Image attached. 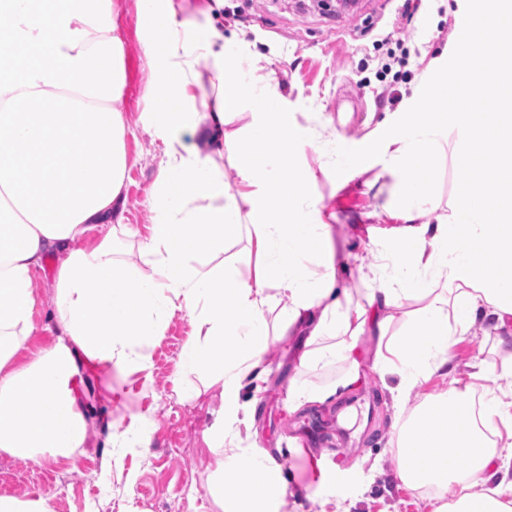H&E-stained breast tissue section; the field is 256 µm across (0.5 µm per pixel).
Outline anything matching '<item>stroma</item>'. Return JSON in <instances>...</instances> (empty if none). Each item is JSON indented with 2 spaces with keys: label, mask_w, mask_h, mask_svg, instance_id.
Wrapping results in <instances>:
<instances>
[{
  "label": "stroma",
  "mask_w": 512,
  "mask_h": 512,
  "mask_svg": "<svg viewBox=\"0 0 512 512\" xmlns=\"http://www.w3.org/2000/svg\"><path fill=\"white\" fill-rule=\"evenodd\" d=\"M117 24L125 44L128 83L116 106L124 114L128 172L123 230L114 239L117 260L142 264L143 245L153 217L152 188L161 160L160 142L147 121L153 106V65L135 25L136 0H118ZM483 0H419L409 22L410 39L387 38L398 29L403 0H359L356 10L331 12L314 0H224V32L244 40L243 71L255 79L273 75L276 89L300 126L326 128L350 141L366 139L385 113L405 117L418 108L425 85L437 79L431 66L447 60L449 80L466 69L458 36L464 23L480 14ZM390 72H382L384 63ZM398 94V104L388 102ZM471 185L468 171L452 153L429 168L430 204L425 218L434 222L451 215L455 199ZM314 196L325 213L334 214L333 239L339 254L357 251L369 237H383L395 223L396 197L390 178L371 168L339 184L320 175ZM58 260L48 257L34 274V330L18 353L31 359L56 340L53 283ZM192 332L185 312H175L161 336L147 349L149 367L128 376L89 372L76 388L88 424L84 454L76 461L34 463L0 451V496L20 499L50 496L54 512H221L209 485L214 457L206 433L224 418L218 387L202 390L198 399L179 400L173 391L178 355ZM298 337L272 341L265 354L267 390L256 410L254 434L239 432V447L266 450L283 465L288 512L303 506L307 495L328 471L327 491L350 512H432L430 486L404 485L396 476L394 430L398 414H410L448 382L440 376L420 380L409 401L395 406L390 387L396 378L380 380L373 369L377 339L362 337L358 350L363 382L358 390L323 404L288 409V387L297 373ZM451 365L466 377L476 356L492 371L479 382L474 399L512 385V368L497 349V338L476 322L455 345ZM153 420L150 447L123 449L120 465L104 471L111 450L109 425Z\"/></svg>",
  "instance_id": "35a3bbf8"
}]
</instances>
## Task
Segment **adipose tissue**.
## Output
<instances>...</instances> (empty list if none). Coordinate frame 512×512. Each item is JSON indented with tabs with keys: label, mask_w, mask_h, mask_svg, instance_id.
Returning <instances> with one entry per match:
<instances>
[{
	"label": "adipose tissue",
	"mask_w": 512,
	"mask_h": 512,
	"mask_svg": "<svg viewBox=\"0 0 512 512\" xmlns=\"http://www.w3.org/2000/svg\"><path fill=\"white\" fill-rule=\"evenodd\" d=\"M113 11V0H0L9 20L0 26V451L37 463L75 459L88 433L77 355L103 371L145 370L153 337L182 310L193 332L177 363V392L197 399L203 377L224 396V422L206 437L211 496L222 512H282L287 482L275 458L224 447L225 426L254 416L242 390L262 393L271 341L299 336V370L338 360L350 369L332 389L295 378L291 408L352 391L361 384L358 340L374 329L386 340L374 369L398 377L396 400L418 380L449 381L398 425V478L431 485L433 512H512V391L474 404L448 368L476 320L512 345V138L501 112L512 106V57L501 50L512 7L493 0L461 41L469 52L462 85L496 111H442L443 78L427 88L430 110L385 115L363 144L299 128L273 84L256 88L241 70L243 47L210 23V7L137 0V29L161 60L149 121L164 145L142 268L112 257L128 169L125 121L114 106L127 82L124 42ZM453 128L462 137L449 139ZM300 143L332 154L349 180L366 172L361 155L370 150L397 181L398 224L352 257L367 284L363 300L338 286L344 261L314 200L316 176L298 161ZM448 150L484 175L455 203L462 234L449 221L423 219L425 163ZM224 157L237 164L240 190L224 182ZM95 229L100 241L79 247ZM242 232L253 273L230 262L192 264ZM50 254L62 257L58 339L20 363L32 331V273ZM281 296L288 307L280 311ZM408 300L413 310L389 336L394 310ZM452 482L461 490L451 500Z\"/></svg>",
	"instance_id": "1"
}]
</instances>
